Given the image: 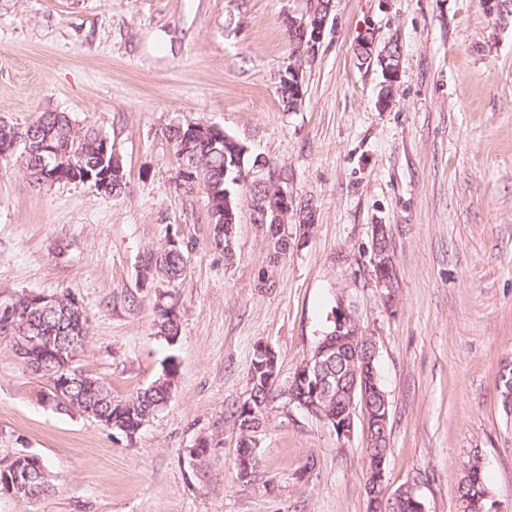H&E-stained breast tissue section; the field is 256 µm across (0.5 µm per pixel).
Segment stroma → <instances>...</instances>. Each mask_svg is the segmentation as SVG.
Returning <instances> with one entry per match:
<instances>
[{"instance_id": "1", "label": "stroma", "mask_w": 512, "mask_h": 512, "mask_svg": "<svg viewBox=\"0 0 512 512\" xmlns=\"http://www.w3.org/2000/svg\"><path fill=\"white\" fill-rule=\"evenodd\" d=\"M306 0H0V120L47 111L105 134L124 186L31 184L0 170V303L71 294L90 321L79 369L113 399L177 367L138 434L50 402L44 380L0 344V459L40 457L47 494L0 495V512H367L368 419L351 437L279 399L241 475L232 412L249 396L258 343L287 385L333 323L339 297L377 347L390 406V491L458 512L461 460L479 450L501 512H512V414L499 373L512 361V22L480 0H333L304 99L284 111V19ZM397 40L400 79L379 107L365 34ZM214 124L279 173L316 223L274 253L242 209L235 254L213 242L203 194L178 188L165 133ZM391 227L395 277L378 287L372 228ZM177 243L173 288L145 256ZM181 331L156 333L157 303Z\"/></svg>"}]
</instances>
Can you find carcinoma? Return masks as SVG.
Wrapping results in <instances>:
<instances>
[{"mask_svg": "<svg viewBox=\"0 0 512 512\" xmlns=\"http://www.w3.org/2000/svg\"><path fill=\"white\" fill-rule=\"evenodd\" d=\"M29 129L33 134L45 131L54 132V136L70 142L71 152L75 163L85 168L87 172L98 176L105 170L100 156V132L93 129H83L76 126L75 121L66 112H44ZM188 126H170L167 139L172 145L177 167L191 165L203 184L222 191H230L233 206L239 205L238 193L247 192L245 185L236 188L232 180L237 170L232 166L233 157L225 149H215L208 139H186ZM214 225L213 243L218 249H224L230 237L234 236L236 225L224 223L217 225L216 220H210ZM143 270L152 278H158L173 286L182 279L187 270V258L178 246L168 250L151 253L144 259ZM32 301L24 296L14 300V315L12 325H0V341L12 342L21 336H31L32 323L38 321ZM359 327L349 325L345 335H336V328H331L321 343L328 344L329 351L324 357L325 367L321 369L322 377L332 383V388L316 390L317 377L310 374L308 379L301 381L292 393L295 404L300 401H311L316 404L315 414L327 420V425H333L332 419L344 414L355 404L364 408L368 415L369 431L372 438L365 448L371 461H379L390 452L389 426L390 418L385 416L388 408L384 406V395L379 381L376 359L366 350H356L352 341L356 340ZM157 333L169 340L180 333L177 316L166 314L158 319ZM174 371L169 369L157 377L150 385L139 389L134 395L124 401L112 403V390L104 385L105 392L100 388H88L82 394L78 407L89 415L108 413L114 417L113 427L128 435L136 434L155 413L167 402L173 384ZM263 361L255 356L250 372V404L251 409L240 406L234 412L235 422L241 433L251 432L252 421L260 420L268 406L276 398L274 389L264 378ZM501 404L505 412L512 411V372L502 373ZM357 384L355 395H350L352 384ZM366 393V401H361L360 394ZM462 476L457 488L458 512H489L494 494L487 485L484 466L480 458L471 454L461 463ZM50 471L47 465H42L36 481L30 483L27 491L18 495L21 500L40 496L50 490ZM415 497L413 490L407 488L401 496L385 500V512H414L411 499Z\"/></svg>", "mask_w": 512, "mask_h": 512, "instance_id": "obj_1", "label": "carcinoma"}]
</instances>
